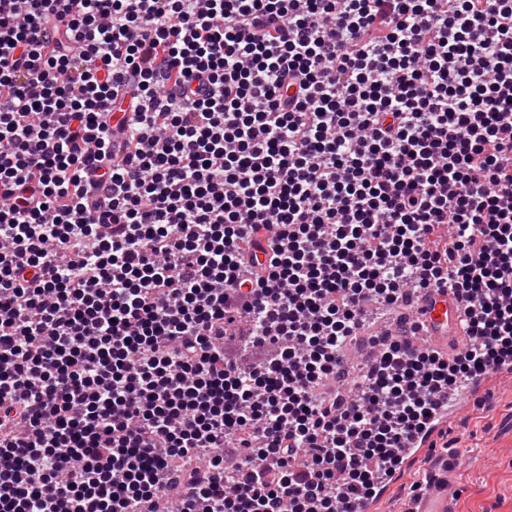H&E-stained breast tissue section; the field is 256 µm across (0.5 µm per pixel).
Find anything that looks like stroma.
I'll list each match as a JSON object with an SVG mask.
<instances>
[{"instance_id":"stroma-1","label":"stroma","mask_w":512,"mask_h":512,"mask_svg":"<svg viewBox=\"0 0 512 512\" xmlns=\"http://www.w3.org/2000/svg\"><path fill=\"white\" fill-rule=\"evenodd\" d=\"M435 443L436 467L448 472V512H512V375H490ZM426 481L423 463L409 464L379 502L380 512H409Z\"/></svg>"}]
</instances>
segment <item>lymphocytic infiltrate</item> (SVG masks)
I'll list each match as a JSON object with an SVG mask.
<instances>
[{"instance_id":"obj_1","label":"lymphocytic infiltrate","mask_w":512,"mask_h":512,"mask_svg":"<svg viewBox=\"0 0 512 512\" xmlns=\"http://www.w3.org/2000/svg\"><path fill=\"white\" fill-rule=\"evenodd\" d=\"M71 2L0 0V512L378 500L512 362V0ZM421 295L417 317L422 323V334L429 346L450 352L456 344L466 341L467 315L464 302L451 288Z\"/></svg>"}]
</instances>
